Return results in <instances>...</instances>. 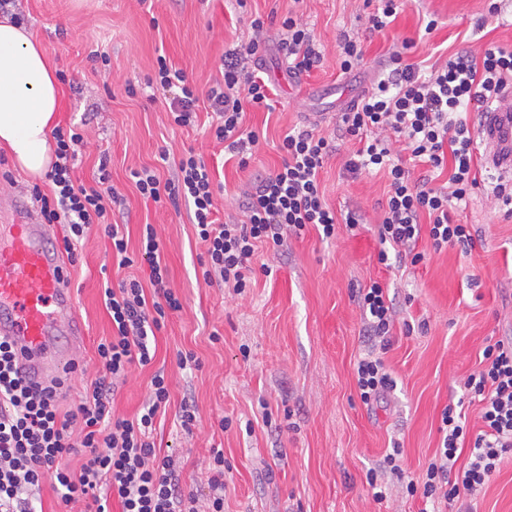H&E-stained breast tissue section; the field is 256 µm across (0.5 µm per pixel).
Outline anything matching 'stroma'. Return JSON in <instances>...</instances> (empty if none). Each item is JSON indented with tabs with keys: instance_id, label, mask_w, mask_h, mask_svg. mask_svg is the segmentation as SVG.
I'll return each mask as SVG.
<instances>
[{
	"instance_id": "stroma-1",
	"label": "stroma",
	"mask_w": 512,
	"mask_h": 512,
	"mask_svg": "<svg viewBox=\"0 0 512 512\" xmlns=\"http://www.w3.org/2000/svg\"><path fill=\"white\" fill-rule=\"evenodd\" d=\"M489 0H406L385 34L369 33L367 0H253L251 7L277 30L296 13L324 56L310 73L289 74L275 38L255 66L277 93L274 110L246 106V121L259 137L247 169L235 160L217 162L210 140L209 104L200 101L192 127L173 124L162 92L147 87L158 54H166L200 93L222 82L225 49L248 40V16L235 0H22L20 23L40 42L56 70L66 71L59 125L84 122L86 145L77 177L92 182L100 157L110 160L112 184L126 198L116 219L132 263L119 267L108 238L92 226L69 264L75 310L84 337L74 348L85 372L73 380L81 390L97 374L96 347L112 333L102 288L126 277L147 281L141 259L144 225L156 228L171 288L184 305L156 333L151 365L134 367L114 395L116 414L134 418L156 369H164L171 401L158 417L154 439L177 461L186 488L206 492L212 449L224 452V512H423L421 498L389 481L384 500L372 497L367 473L378 468L393 445L403 451L406 476L423 481L441 442L446 406L461 404L469 433L482 427L481 406L464 387L478 371L486 346L512 339V218L493 199L476 192L460 223L475 239L471 251H434L418 243L419 264H379L376 218L388 178L378 172L353 180L343 173L357 141L343 140L320 174L327 203L343 214L360 209L364 222L340 227L323 239L316 229L291 238L278 250L260 249L272 275L256 274L245 293L202 279L203 246L187 205L158 206L141 198L134 171L147 167L173 175L184 149L203 151L217 164L219 220L242 219L239 194L250 174L282 162L277 145L284 133L310 125L332 132L340 113L370 88L388 53L406 51L408 61L442 63L462 44L512 50V0L500 14ZM437 27L425 32L426 19ZM361 41L362 65L342 73L339 35ZM403 49V48H402ZM108 54L109 67L96 62ZM50 193L51 183L27 180L10 153L0 148V225L12 223V201L32 188ZM379 280L399 310L384 362L396 387L373 404L360 399L355 365L365 350L363 320L354 288ZM413 332H406V324ZM219 341H212V333ZM195 353L201 367L180 369L177 354ZM196 410L191 432L177 420L183 397ZM232 419L221 430L220 417ZM442 512H512V454H506L481 488L461 492Z\"/></svg>"
}]
</instances>
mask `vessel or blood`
I'll return each mask as SVG.
<instances>
[{
    "instance_id": "b4317fda",
    "label": "vessel or blood",
    "mask_w": 512,
    "mask_h": 512,
    "mask_svg": "<svg viewBox=\"0 0 512 512\" xmlns=\"http://www.w3.org/2000/svg\"><path fill=\"white\" fill-rule=\"evenodd\" d=\"M478 137L487 168L512 178V86L482 109ZM16 218L7 245H0V336L18 344L25 376L43 384L72 366L71 352L58 336L80 340L68 267L51 244L52 227L37 221L28 203L14 206Z\"/></svg>"
}]
</instances>
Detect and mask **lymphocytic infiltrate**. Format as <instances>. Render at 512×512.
<instances>
[{
    "label": "lymphocytic infiltrate",
    "instance_id": "lymphocytic-infiltrate-1",
    "mask_svg": "<svg viewBox=\"0 0 512 512\" xmlns=\"http://www.w3.org/2000/svg\"><path fill=\"white\" fill-rule=\"evenodd\" d=\"M250 26L254 38L225 51L224 83L207 94L216 116L213 137L237 157L243 169L259 143L258 135L245 127L244 107H274L269 85L248 69L264 45L265 21L257 15ZM279 47L293 74L311 71L322 61L307 28L290 15L281 22ZM156 64L150 84L170 93L174 123L190 125L199 101L196 89L166 56H158ZM388 66L387 75L339 119L343 136L363 143L346 160V170L356 177L378 169L389 178L386 203L377 219L384 246L378 261L387 263V250L392 247L403 249L412 263H420L425 255L416 245L424 238L437 251L456 245L471 249L475 242L467 225L457 223L452 214L467 207L475 189L485 188L505 217H512V182L492 175L478 178L475 132L467 120L469 108H481L512 84V51L500 47L479 51L465 45L443 66L428 72L396 51ZM53 139L56 160L48 174L53 192H33L44 223L66 226L63 248L69 254L91 226H103L120 266L131 265L128 242L112 220L120 197L110 184L107 161H100L93 182H82L75 175V161L84 144L83 134L74 127H59ZM394 140L403 142L409 159L392 152ZM279 149L284 154L281 166L253 175L242 190L245 220L240 224L217 222L213 172L195 150L183 153L171 178L160 179L148 169L137 173L136 188L144 200L191 204V222L204 245L200 264L206 284L219 280L244 292L259 245L281 247L288 237L301 236L310 226L328 239L335 236L337 222L350 227L360 223L355 209L337 216L321 191L319 173L336 151L334 138L312 128L294 129L285 134ZM447 166L452 169L447 184L436 185L438 170ZM424 213L429 216L425 224L420 221ZM142 257L149 268L148 284L127 279L103 290L112 334L96 347L97 377L69 411L59 409L65 380L30 385L17 369L16 344L0 338V512H39L38 491L47 480L54 485L58 512H76L81 503L94 512H110L113 498L122 512H224L222 449L212 451L210 492L202 502L184 488L171 456L156 447L155 421L170 403L164 371L152 375L148 400L136 418L116 416L110 406L131 368L147 366L155 358L157 331L183 309L180 297L168 285L158 234L151 224L142 230ZM148 285L154 289L150 298L144 291ZM356 297L370 341L366 356L357 363L356 386L361 401L368 405L395 385L383 361L391 345L395 311L380 282L359 288ZM483 363L465 382L483 404L482 430L468 436L464 413L446 406L439 427L441 446L424 480L407 482L409 495L426 502L451 501L461 491H476L503 455L512 452V344L499 341L487 346ZM465 442L470 445V457L461 467L457 452ZM78 453L84 461L74 472L65 460Z\"/></svg>",
    "mask_w": 512,
    "mask_h": 512
}]
</instances>
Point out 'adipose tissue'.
Wrapping results in <instances>:
<instances>
[{"instance_id":"obj_1","label":"adipose tissue","mask_w":512,"mask_h":512,"mask_svg":"<svg viewBox=\"0 0 512 512\" xmlns=\"http://www.w3.org/2000/svg\"><path fill=\"white\" fill-rule=\"evenodd\" d=\"M60 108L58 78L42 45L25 28L0 21V145L30 178L53 165L49 138Z\"/></svg>"}]
</instances>
